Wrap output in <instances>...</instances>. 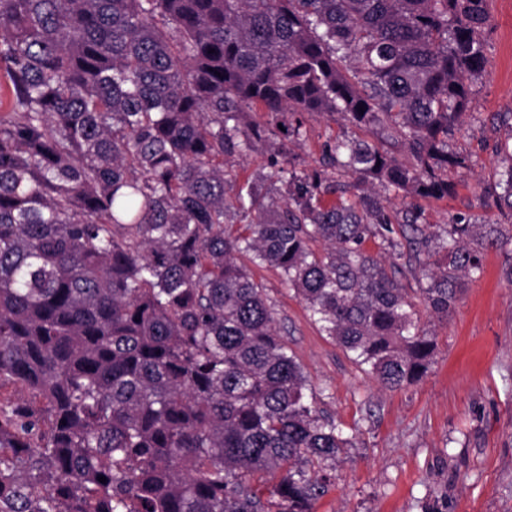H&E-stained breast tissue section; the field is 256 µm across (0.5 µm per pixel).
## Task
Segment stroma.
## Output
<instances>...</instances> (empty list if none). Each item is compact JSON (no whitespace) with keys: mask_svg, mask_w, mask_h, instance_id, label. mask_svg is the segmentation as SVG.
<instances>
[{"mask_svg":"<svg viewBox=\"0 0 512 512\" xmlns=\"http://www.w3.org/2000/svg\"><path fill=\"white\" fill-rule=\"evenodd\" d=\"M489 10V65L448 140L470 166L451 173L448 197L418 205L426 224L473 215L512 232V213L488 195L512 166V0H491ZM365 136L341 115L309 117L289 149L311 168L326 142ZM511 266L512 243L485 251L480 278L447 320L431 324L437 353L427 373L394 391L320 334L276 271L255 269L317 407L353 442L314 512H512V285L503 278Z\"/></svg>","mask_w":512,"mask_h":512,"instance_id":"1","label":"stroma"}]
</instances>
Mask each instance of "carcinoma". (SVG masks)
Returning a JSON list of instances; mask_svg holds the SVG:
<instances>
[{"label": "carcinoma", "instance_id": "1", "mask_svg": "<svg viewBox=\"0 0 512 512\" xmlns=\"http://www.w3.org/2000/svg\"><path fill=\"white\" fill-rule=\"evenodd\" d=\"M489 22V0H0V389L27 393L0 401V512H313L350 441L253 268L383 388L426 374L421 311L448 318L509 238L333 200L326 169L448 196ZM257 106L282 141L239 186L224 164L262 138ZM335 112L382 143L297 169L286 141ZM399 235L413 296L387 265ZM402 242V257L397 259L401 272L397 274V278L400 280L402 286L404 288H408V291L413 294V291L421 286V282H419V280H421L422 274L419 271L418 265L416 264L412 256V252H410L406 242Z\"/></svg>", "mask_w": 512, "mask_h": 512}]
</instances>
